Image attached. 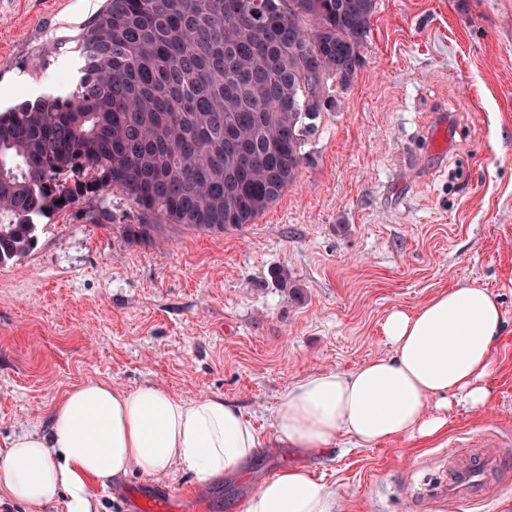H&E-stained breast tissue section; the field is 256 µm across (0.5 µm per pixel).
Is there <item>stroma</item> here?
<instances>
[{
  "mask_svg": "<svg viewBox=\"0 0 512 512\" xmlns=\"http://www.w3.org/2000/svg\"><path fill=\"white\" fill-rule=\"evenodd\" d=\"M103 0H0V89L64 95L76 39ZM352 83L332 88L295 183L255 223L224 233L159 224L119 190L110 224L41 219L35 247L0 266V439L46 427L69 389L152 383L240 407L262 446L239 478L201 486L187 470L130 471L124 492L170 487L176 512H239L287 465L333 486L337 512H455L430 490L472 442L502 466L486 502L512 512V0H377ZM488 289L503 314L481 410L457 404L432 441L362 447L346 435L311 454L274 447L272 411L292 384L389 355L382 324L443 289Z\"/></svg>",
  "mask_w": 512,
  "mask_h": 512,
  "instance_id": "35a3bbf8",
  "label": "stroma"
}]
</instances>
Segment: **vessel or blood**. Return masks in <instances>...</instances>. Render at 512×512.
Returning <instances> with one entry per match:
<instances>
[{
	"label": "vessel or blood",
	"mask_w": 512,
	"mask_h": 512,
	"mask_svg": "<svg viewBox=\"0 0 512 512\" xmlns=\"http://www.w3.org/2000/svg\"><path fill=\"white\" fill-rule=\"evenodd\" d=\"M498 467L496 451L473 453L462 465L449 472L447 482L436 486L434 493L452 505H467L484 499L489 480Z\"/></svg>",
	"instance_id": "1"
}]
</instances>
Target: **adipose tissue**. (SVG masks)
<instances>
[{
  "label": "adipose tissue",
  "instance_id": "1",
  "mask_svg": "<svg viewBox=\"0 0 512 512\" xmlns=\"http://www.w3.org/2000/svg\"><path fill=\"white\" fill-rule=\"evenodd\" d=\"M503 316L487 290L440 292L414 313L391 311L382 329L393 353L350 373L317 372L278 403V443L319 453L345 433L364 446L444 432L453 400L483 409L485 379ZM261 444L242 411L218 396L182 399L157 385L133 390L89 381L50 409L48 428L0 441V494L29 512L61 500L62 512H97L98 492L137 468L176 469L199 483L244 470ZM336 492L299 466L264 481L241 512H334Z\"/></svg>",
  "mask_w": 512,
  "mask_h": 512
}]
</instances>
